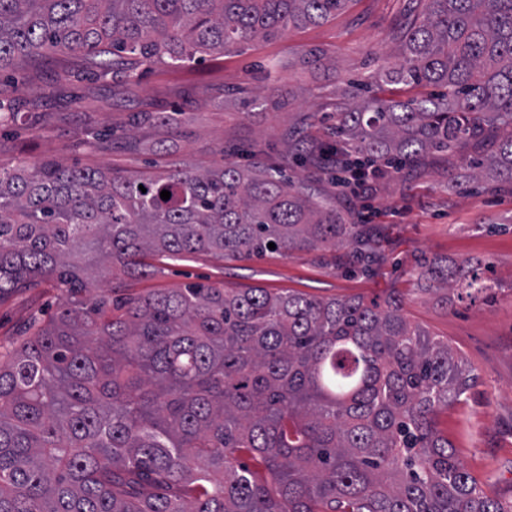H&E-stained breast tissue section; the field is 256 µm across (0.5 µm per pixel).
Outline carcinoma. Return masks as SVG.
Instances as JSON below:
<instances>
[{
	"instance_id": "carcinoma-1",
	"label": "carcinoma",
	"mask_w": 512,
	"mask_h": 512,
	"mask_svg": "<svg viewBox=\"0 0 512 512\" xmlns=\"http://www.w3.org/2000/svg\"><path fill=\"white\" fill-rule=\"evenodd\" d=\"M350 0H0V71L45 52L105 78L198 62ZM382 80L422 99L336 104L334 143L396 173L461 141L473 177L512 186V0H413ZM167 190V200L160 192ZM319 245L378 260L371 230L302 185L234 163L151 177L44 162L0 169V300L45 279V322L0 353V512H512L437 428L472 377L400 299H322L188 283L135 298L149 255L250 258ZM481 262L422 275L452 303L493 293ZM260 459L259 474L241 461Z\"/></svg>"
}]
</instances>
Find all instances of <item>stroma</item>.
I'll list each match as a JSON object with an SVG mask.
<instances>
[{"instance_id":"1","label":"stroma","mask_w":512,"mask_h":512,"mask_svg":"<svg viewBox=\"0 0 512 512\" xmlns=\"http://www.w3.org/2000/svg\"><path fill=\"white\" fill-rule=\"evenodd\" d=\"M407 5L350 0L336 18L255 39L240 51L214 52L189 65L155 61L132 87L119 72L90 77L83 60L68 54L28 59L20 83L0 79L1 100L21 97L37 107L33 114L18 110L0 127V167L53 161L153 175L178 165L203 171L235 163L237 148L250 147L249 163L278 169L315 198L346 207L350 223L372 210L379 258L367 274L349 264L341 246L249 259L198 253L159 264L153 275L123 278L120 291L141 295L196 282L379 303L398 297L408 320L448 342L474 376L465 400L442 413L441 427L485 493L511 503L512 188L473 179L460 153L431 152L359 201L342 197L319 168L298 167L288 152L292 139L323 136L324 116L349 82L366 84L382 100L409 97V90L377 79ZM313 52L335 58L337 69L309 63ZM274 84L294 92L279 108L267 92ZM141 111L178 112L181 124L174 133L132 125ZM88 131L103 133L99 147L86 144ZM446 260L485 262L499 284L494 298L446 305L415 274L417 266ZM59 303V290L47 282L1 299L0 345L20 340Z\"/></svg>"}]
</instances>
